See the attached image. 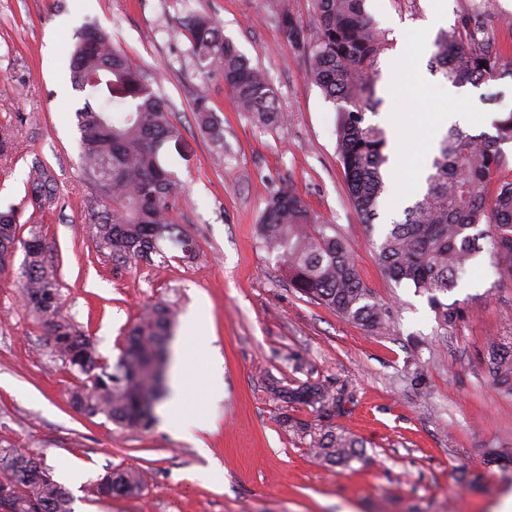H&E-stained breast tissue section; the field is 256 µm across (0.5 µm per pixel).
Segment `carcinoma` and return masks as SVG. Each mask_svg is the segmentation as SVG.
I'll return each instance as SVG.
<instances>
[{
  "label": "carcinoma",
  "mask_w": 512,
  "mask_h": 512,
  "mask_svg": "<svg viewBox=\"0 0 512 512\" xmlns=\"http://www.w3.org/2000/svg\"><path fill=\"white\" fill-rule=\"evenodd\" d=\"M365 0H313V23L302 26L287 0H279L282 40L308 62L305 79L337 103L336 139L340 161L357 210L374 224L386 188L389 156L385 130L369 120L375 113V83L380 57L388 49L385 33L375 26ZM181 26L193 43L202 70L216 68L238 108L264 126H278L285 115L276 104L263 70L253 67L219 33L208 16L189 13ZM469 17L443 32L434 43L432 63L452 86L480 85L512 78V61L505 63L490 39L476 38ZM486 66H481V63ZM70 69L74 88L87 95L77 112L80 158L85 180L92 186L95 243L99 251L128 261L167 260L160 242L168 240L183 258L196 255V242L173 218L172 198L181 187L177 174L163 161L167 143L179 139L167 107L145 80L140 68L110 37L93 25L76 35ZM195 110L202 130L214 141L223 138L204 100ZM497 135L471 134L452 127L440 141L421 199L391 224L378 247L377 260L393 282L430 294L456 288L461 274L480 252L478 241L490 237L496 263L512 268V181L489 195L491 180L503 157L499 143L512 140V115L496 125ZM28 197L39 207L51 202L55 178L35 167L27 180ZM13 211L0 212V251L16 239ZM486 228H480V225ZM266 248L276 253L293 288L339 316L379 329L386 310L371 301L351 248L323 223L290 185L267 201L258 224ZM25 252L22 295L26 307L53 343L54 356L86 376L73 388V409L102 414L123 428L146 429L152 407L164 396L172 311L158 303L147 307L127 333L115 371L100 370L95 344L72 319L61 313V297L53 269L47 265L38 236ZM487 370L494 389L512 396V342H492ZM270 393L284 403L318 411L335 402L327 386L303 382L295 387L273 382ZM295 432L310 436L313 456L321 462L346 463L362 444L333 427L312 429L284 417ZM10 482L12 512H73V495L38 455L0 446V477ZM141 476L132 467H108L90 484L99 498L140 494Z\"/></svg>",
  "instance_id": "cac0c4a2"
}]
</instances>
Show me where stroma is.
Returning <instances> with one entry per match:
<instances>
[{
	"label": "stroma",
	"mask_w": 512,
	"mask_h": 512,
	"mask_svg": "<svg viewBox=\"0 0 512 512\" xmlns=\"http://www.w3.org/2000/svg\"><path fill=\"white\" fill-rule=\"evenodd\" d=\"M366 0L389 39L375 91L388 112L423 118L419 141L437 145L448 127L443 111L475 115L466 129L492 132L496 115L512 109V79L450 89L428 63L440 32L462 17L491 27L499 52L512 57V0ZM213 18L225 38L268 76L288 120L260 125L239 111L223 79L205 74L180 32L181 0H0V132L12 149L0 156V211L18 214L17 236L39 235L55 272L63 312L115 366L129 328L145 305L163 303L176 315L173 344L191 342L200 364L223 360L224 399L203 403L212 430L197 439L153 422L119 428L69 404L83 376L56 361L44 331L22 300L23 250L0 266V445L65 463L84 512H499L512 499V471L493 452L512 453V397L489 381L491 342L512 338V270L494 264L491 243L470 262L452 291L428 293L383 274L377 247L386 224L422 197L424 186L388 180L374 226L354 207L336 150V105L304 78L306 58L281 39L273 0H190ZM93 22L109 33L165 102L180 145L165 163L182 189L178 224L195 240L191 261L158 266L99 252L81 172L76 111L85 95L69 75L76 31ZM454 100H447V93ZM206 97L224 139L198 125L197 97ZM50 168L57 203L33 209L29 171ZM301 198L351 246L375 302L387 310L384 329L369 330L318 305L288 282L258 236L268 198L281 186ZM457 310L445 321V307ZM207 329L191 330L197 309ZM328 385L337 399L328 412L285 405L271 382ZM312 428L331 426L363 441L349 465L316 462L309 438L284 417ZM208 455H200L196 441ZM139 470V495L98 498L84 486L108 467Z\"/></svg>",
	"instance_id": "obj_1"
}]
</instances>
